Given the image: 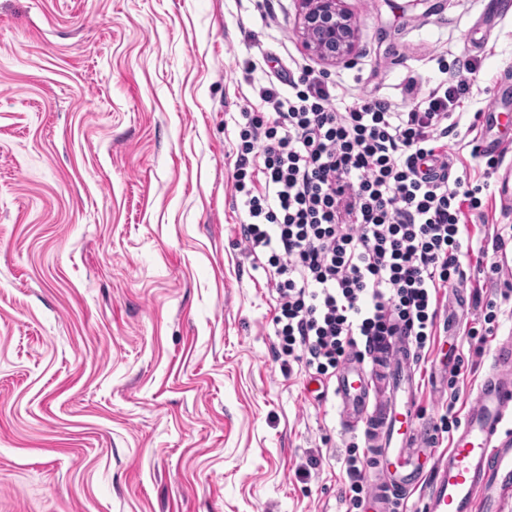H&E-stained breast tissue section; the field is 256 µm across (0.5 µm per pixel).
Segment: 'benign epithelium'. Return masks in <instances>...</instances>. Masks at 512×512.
<instances>
[{"label": "benign epithelium", "instance_id": "7a95c632", "mask_svg": "<svg viewBox=\"0 0 512 512\" xmlns=\"http://www.w3.org/2000/svg\"><path fill=\"white\" fill-rule=\"evenodd\" d=\"M306 52L328 63H347L355 51L356 26L343 0H297Z\"/></svg>", "mask_w": 512, "mask_h": 512}]
</instances>
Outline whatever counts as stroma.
<instances>
[{"label":"stroma","instance_id":"35a3bbf8","mask_svg":"<svg viewBox=\"0 0 512 512\" xmlns=\"http://www.w3.org/2000/svg\"><path fill=\"white\" fill-rule=\"evenodd\" d=\"M354 58L302 47L295 0H0V512H368L345 460L362 431L289 365L265 273L236 246L231 174L245 106L288 93L278 68L328 74L346 101L404 105L406 85L478 64L448 145L511 224L474 156L512 90V0H345ZM449 390V345L416 365L436 424L464 416L498 338Z\"/></svg>","mask_w":512,"mask_h":512}]
</instances>
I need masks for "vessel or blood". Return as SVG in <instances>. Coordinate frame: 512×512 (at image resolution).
<instances>
[{"instance_id":"obj_1","label":"vessel or blood","mask_w":512,"mask_h":512,"mask_svg":"<svg viewBox=\"0 0 512 512\" xmlns=\"http://www.w3.org/2000/svg\"><path fill=\"white\" fill-rule=\"evenodd\" d=\"M416 352L396 334L383 351L351 356L336 374L343 423L363 426L374 480L372 512H402L411 492L423 512H512V337L497 342L473 405L444 452L419 423Z\"/></svg>"}]
</instances>
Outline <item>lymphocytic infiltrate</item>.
Wrapping results in <instances>:
<instances>
[{"label": "lymphocytic infiltrate", "mask_w": 512, "mask_h": 512, "mask_svg": "<svg viewBox=\"0 0 512 512\" xmlns=\"http://www.w3.org/2000/svg\"><path fill=\"white\" fill-rule=\"evenodd\" d=\"M463 67L401 109L380 97L337 107L332 86L298 66L291 94L264 87V112L236 120V245L265 272L283 354L311 377L399 331L420 351L434 342L440 293L465 276L464 216L485 209L462 177L429 170L458 134L477 71Z\"/></svg>", "instance_id": "1"}]
</instances>
